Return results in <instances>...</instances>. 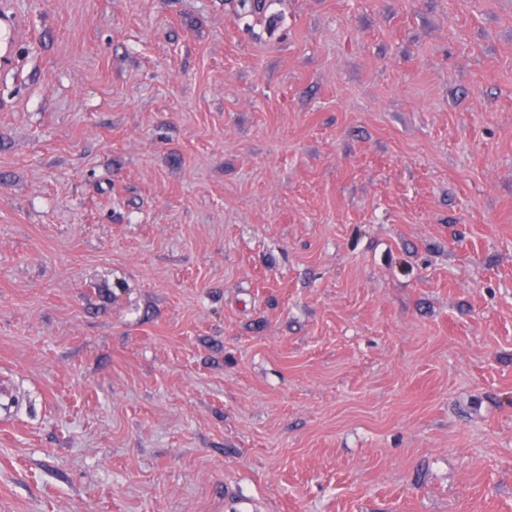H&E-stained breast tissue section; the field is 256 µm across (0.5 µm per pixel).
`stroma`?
<instances>
[{"instance_id":"obj_1","label":"stroma","mask_w":512,"mask_h":512,"mask_svg":"<svg viewBox=\"0 0 512 512\" xmlns=\"http://www.w3.org/2000/svg\"><path fill=\"white\" fill-rule=\"evenodd\" d=\"M0 512H512V0H5ZM21 26L16 15L2 9L0 14V63L10 66L14 62L16 40Z\"/></svg>"}]
</instances>
